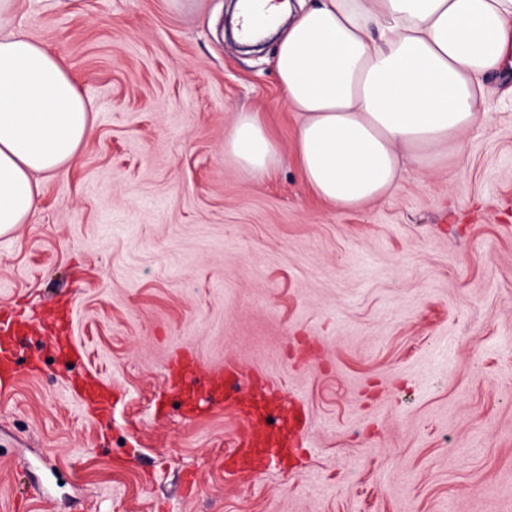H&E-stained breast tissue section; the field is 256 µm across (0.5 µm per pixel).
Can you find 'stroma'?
Returning <instances> with one entry per match:
<instances>
[{"label":"stroma","instance_id":"stroma-1","mask_svg":"<svg viewBox=\"0 0 512 512\" xmlns=\"http://www.w3.org/2000/svg\"><path fill=\"white\" fill-rule=\"evenodd\" d=\"M226 4L18 0L93 124L0 236V312L36 323L0 390V512H512V100L394 193L328 207L275 42L241 54ZM243 109L273 177L224 158ZM178 354L287 383L304 447L234 469L236 406L188 416Z\"/></svg>","mask_w":512,"mask_h":512}]
</instances>
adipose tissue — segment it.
<instances>
[{"label": "adipose tissue", "instance_id": "adipose-tissue-1", "mask_svg": "<svg viewBox=\"0 0 512 512\" xmlns=\"http://www.w3.org/2000/svg\"><path fill=\"white\" fill-rule=\"evenodd\" d=\"M16 5L0 0V235L27 223L41 179L66 171L92 124L62 60L15 32ZM232 24L242 46L276 34L304 182L343 211L395 192L408 164L427 168L434 148L484 125L481 103L512 69V0H236ZM224 156L261 178L281 160L252 111Z\"/></svg>", "mask_w": 512, "mask_h": 512}]
</instances>
